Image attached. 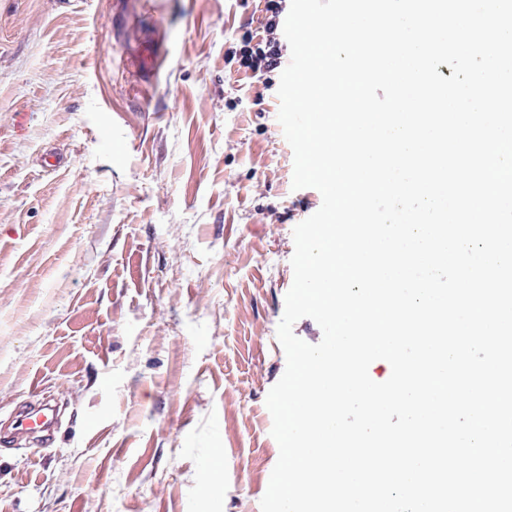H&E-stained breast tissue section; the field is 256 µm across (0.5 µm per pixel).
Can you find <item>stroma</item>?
Instances as JSON below:
<instances>
[{"label":"stroma","mask_w":512,"mask_h":512,"mask_svg":"<svg viewBox=\"0 0 512 512\" xmlns=\"http://www.w3.org/2000/svg\"><path fill=\"white\" fill-rule=\"evenodd\" d=\"M265 0H0V512H261L294 227ZM58 163L45 167L46 155ZM286 0H266L264 33L266 36L251 45L250 41L239 49L240 68L255 74L266 75L280 69L286 60L287 45L276 37L281 16L286 9ZM49 405L34 409H22L16 415L14 430L17 433H29L35 430L46 431L50 427L53 414Z\"/></svg>","instance_id":"35a3bbf8"}]
</instances>
